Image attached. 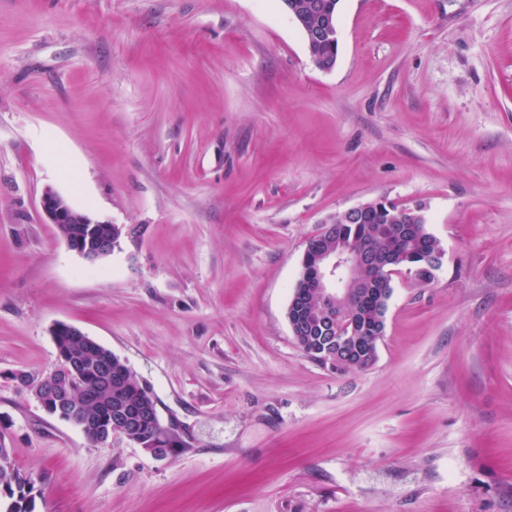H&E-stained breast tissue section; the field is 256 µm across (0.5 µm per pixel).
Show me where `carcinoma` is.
Instances as JSON below:
<instances>
[{"mask_svg": "<svg viewBox=\"0 0 512 512\" xmlns=\"http://www.w3.org/2000/svg\"><path fill=\"white\" fill-rule=\"evenodd\" d=\"M339 2L340 0H282V5L286 9L295 8L303 21L302 31L311 33L326 17L338 20ZM308 50L320 55L326 65L335 67L338 45L314 43L308 46ZM391 214L392 211L385 208L373 212L364 224H338L335 236L324 242V246H334L339 239L349 243L361 241L369 235V230L374 225L391 223ZM438 246L440 241L427 231L423 223L419 225V233L413 240L398 243L389 238H379L372 244L378 252L396 255L404 266L415 270L416 277L423 281L431 280L433 272L428 270L422 255ZM382 304L381 294L360 295L350 304L349 314L363 323H368L381 314ZM321 339L323 335L317 324V312L311 308L305 315V327L301 336L296 338V343L306 356L322 364L324 358L313 352ZM379 342V336L371 330L362 331L359 340L360 353L353 358L345 371H361L372 366ZM58 344L79 380L80 389L74 391L72 408L95 418L102 428L111 423L117 406H124L131 413L138 411L143 401L141 382L120 357L112 355V386L108 387L101 384L99 373V365L106 348L91 346L79 336L66 334L58 337ZM129 438L135 443H149L157 448L171 449L179 445V440L170 437L163 429L157 416L139 418ZM35 490V481L31 476L14 465L9 468L0 466V512H34Z\"/></svg>", "mask_w": 512, "mask_h": 512, "instance_id": "1", "label": "carcinoma"}]
</instances>
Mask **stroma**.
Wrapping results in <instances>:
<instances>
[{"instance_id":"obj_1","label":"stroma","mask_w":512,"mask_h":512,"mask_svg":"<svg viewBox=\"0 0 512 512\" xmlns=\"http://www.w3.org/2000/svg\"><path fill=\"white\" fill-rule=\"evenodd\" d=\"M316 69L281 0H0V432L34 512H512V0H340ZM53 189L119 244L89 262ZM422 206L367 370L297 346L322 219ZM81 329L181 445L93 444L13 374ZM40 207L49 224L56 226L61 237L81 236L88 231V224H109L95 220L85 212L74 208L62 195L51 189L43 192ZM306 307H308V302L296 292L293 293L287 309V319L294 338L298 336L299 329L303 324L302 314ZM325 338L326 336L322 335L321 329L317 324V312L311 307L305 315V327L301 336L295 339L296 343L306 356L320 364H324V358L320 354H315L312 350L319 340Z\"/></svg>"}]
</instances>
